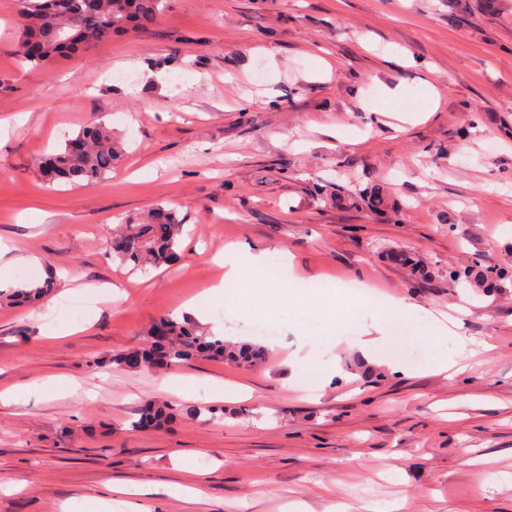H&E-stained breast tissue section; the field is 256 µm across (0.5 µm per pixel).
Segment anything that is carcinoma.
<instances>
[{
	"label": "carcinoma",
	"instance_id": "1",
	"mask_svg": "<svg viewBox=\"0 0 512 512\" xmlns=\"http://www.w3.org/2000/svg\"><path fill=\"white\" fill-rule=\"evenodd\" d=\"M162 3L163 0H20V62L32 69H42L67 51L76 52L130 29H146L157 21ZM121 153L112 129L101 122H92L68 139L58 152L46 155L38 167L52 183L96 185L107 179ZM182 229L177 210L159 205L142 220L123 225L109 250L133 272L167 265L179 259L177 248ZM389 258L409 268L414 276L428 275L422 260L416 256L396 250ZM448 278L456 285L463 282L486 293L507 288L505 273L479 263L450 271ZM53 287L54 282L46 280L31 288L0 293V300L11 305L22 304L44 297ZM260 354V348L253 344H233L200 334L190 321L166 316L149 328L138 348V356L123 351L112 355L110 363L127 371L161 370L197 358L249 365ZM209 412L211 409L198 405L176 409L148 399L139 410L135 427L158 428L178 418L206 422Z\"/></svg>",
	"mask_w": 512,
	"mask_h": 512
}]
</instances>
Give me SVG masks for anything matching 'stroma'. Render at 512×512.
<instances>
[{
    "label": "stroma",
    "instance_id": "35a3bbf8",
    "mask_svg": "<svg viewBox=\"0 0 512 512\" xmlns=\"http://www.w3.org/2000/svg\"><path fill=\"white\" fill-rule=\"evenodd\" d=\"M19 8L0 0V290L56 286L0 305V392L17 395L0 404V512H512V285L448 278L476 257L512 275V0H167L152 27L43 70L18 64ZM93 121L124 148L108 181L46 182L39 159ZM374 188L384 206L362 200ZM160 204L183 256L129 273L112 233ZM228 243L293 257L269 282L292 300L267 312L250 283L251 307L213 302L199 324L263 361L114 369L219 282ZM106 283L123 299L52 337ZM326 288L351 308L328 317ZM390 298L412 309L372 366L351 344ZM450 319L480 343L454 377L432 370L455 352ZM148 398L216 415L140 431ZM54 287L52 280H45L42 284L31 288H18L10 293L2 294L0 291V300H4L7 304L16 305L24 302L43 298Z\"/></svg>",
    "mask_w": 512,
    "mask_h": 512
}]
</instances>
